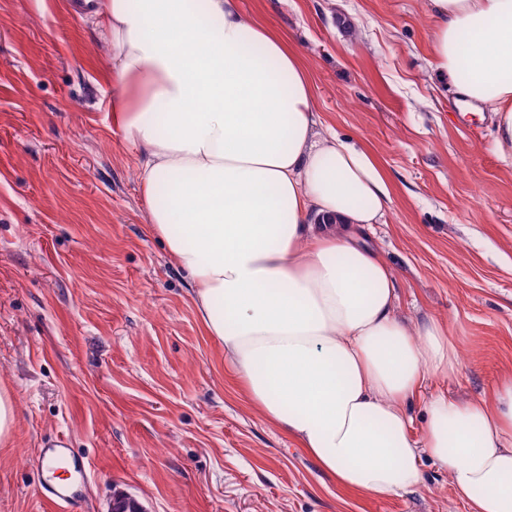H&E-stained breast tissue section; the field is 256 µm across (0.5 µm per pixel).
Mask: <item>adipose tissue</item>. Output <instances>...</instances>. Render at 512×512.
<instances>
[{
    "instance_id": "1",
    "label": "adipose tissue",
    "mask_w": 512,
    "mask_h": 512,
    "mask_svg": "<svg viewBox=\"0 0 512 512\" xmlns=\"http://www.w3.org/2000/svg\"><path fill=\"white\" fill-rule=\"evenodd\" d=\"M428 9L437 72L497 117L512 161V0ZM87 18L113 121L143 157L146 221L249 405L342 489L415 491L428 459L470 512H512V377L488 400L430 391L459 349L439 321L398 315L394 274L363 237L388 183L323 127L298 48L238 0H97Z\"/></svg>"
}]
</instances>
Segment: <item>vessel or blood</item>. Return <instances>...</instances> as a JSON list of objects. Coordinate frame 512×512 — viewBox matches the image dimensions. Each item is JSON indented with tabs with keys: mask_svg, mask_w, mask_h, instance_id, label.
I'll list each match as a JSON object with an SVG mask.
<instances>
[{
	"mask_svg": "<svg viewBox=\"0 0 512 512\" xmlns=\"http://www.w3.org/2000/svg\"><path fill=\"white\" fill-rule=\"evenodd\" d=\"M40 459L56 462L73 469L74 478L66 484L45 483L40 488V497L55 512H71L79 503L89 478V465L84 458L75 456L67 438L58 437L47 441L39 448Z\"/></svg>",
	"mask_w": 512,
	"mask_h": 512,
	"instance_id": "vessel-or-blood-1",
	"label": "vessel or blood"
}]
</instances>
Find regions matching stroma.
I'll return each instance as SVG.
<instances>
[{
  "mask_svg": "<svg viewBox=\"0 0 512 512\" xmlns=\"http://www.w3.org/2000/svg\"><path fill=\"white\" fill-rule=\"evenodd\" d=\"M239 4L296 44L324 125L384 172L366 241L400 313L457 344L444 389L489 397L512 377V166L491 113L434 74L428 0ZM106 66L73 0H0V512H50L37 452L58 435L90 464L77 512L116 489L145 512H469L428 459L413 493L344 491L248 406L145 220ZM15 399L7 389H0V444L8 446L16 426Z\"/></svg>",
  "mask_w": 512,
  "mask_h": 512,
  "instance_id": "obj_1",
  "label": "stroma"
}]
</instances>
